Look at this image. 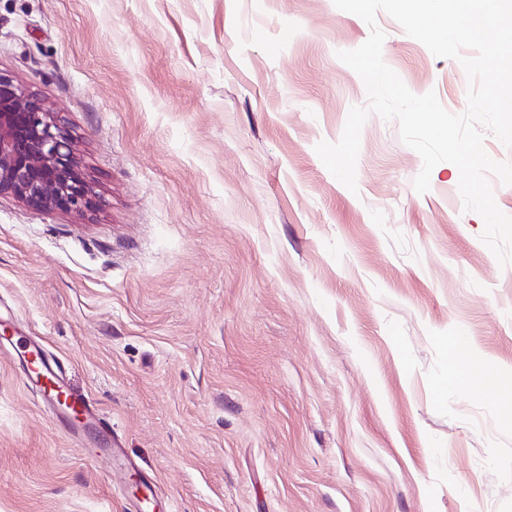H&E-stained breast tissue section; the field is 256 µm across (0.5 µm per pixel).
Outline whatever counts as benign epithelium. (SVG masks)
<instances>
[{"mask_svg":"<svg viewBox=\"0 0 512 512\" xmlns=\"http://www.w3.org/2000/svg\"><path fill=\"white\" fill-rule=\"evenodd\" d=\"M0 196L45 211L82 212L99 205L58 114L38 94L2 72Z\"/></svg>","mask_w":512,"mask_h":512,"instance_id":"7a95c632","label":"benign epithelium"}]
</instances>
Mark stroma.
Returning a JSON list of instances; mask_svg holds the SVG:
<instances>
[{
	"mask_svg": "<svg viewBox=\"0 0 512 512\" xmlns=\"http://www.w3.org/2000/svg\"><path fill=\"white\" fill-rule=\"evenodd\" d=\"M414 94L468 79L387 13ZM333 0H0V72L66 119L101 198H0V303L111 420L130 467L87 459L0 358V512H512V388L438 387L445 337L512 380V263L459 170L431 188L367 118L348 190L319 142L366 106Z\"/></svg>",
	"mask_w": 512,
	"mask_h": 512,
	"instance_id": "35a3bbf8",
	"label": "stroma"
}]
</instances>
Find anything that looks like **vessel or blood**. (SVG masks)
Masks as SVG:
<instances>
[{
    "mask_svg": "<svg viewBox=\"0 0 512 512\" xmlns=\"http://www.w3.org/2000/svg\"><path fill=\"white\" fill-rule=\"evenodd\" d=\"M17 318L0 308V356L19 364L22 383L41 407L62 423L88 458L113 455L112 425L87 397L73 392L58 358L42 342L21 336Z\"/></svg>",
    "mask_w": 512,
    "mask_h": 512,
    "instance_id": "1",
    "label": "vessel or blood"
}]
</instances>
